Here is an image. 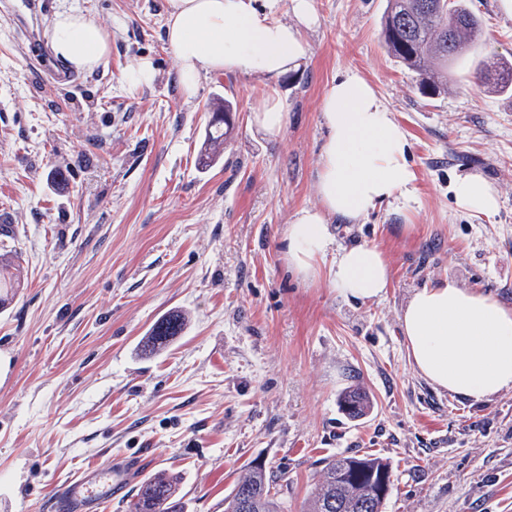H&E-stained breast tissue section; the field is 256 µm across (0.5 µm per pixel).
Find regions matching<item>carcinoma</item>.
I'll use <instances>...</instances> for the list:
<instances>
[{
    "label": "carcinoma",
    "mask_w": 512,
    "mask_h": 512,
    "mask_svg": "<svg viewBox=\"0 0 512 512\" xmlns=\"http://www.w3.org/2000/svg\"><path fill=\"white\" fill-rule=\"evenodd\" d=\"M481 18L464 5V0H388L382 17L381 35L389 55L412 72L422 91L434 94L448 90L456 63L477 50ZM476 79L492 91L512 93V62H481ZM235 108L228 99L211 106L205 139L211 154L221 153L234 129L224 113ZM21 271L0 258V308L17 292ZM187 314L173 310L151 327L143 350L162 349L187 325ZM382 476L392 477L389 463L372 454H340L325 461L318 473L314 496L305 512H357L349 505L370 502L367 512H385L386 499L375 494ZM180 477L161 471L146 477L134 490L129 512H187L179 494ZM254 496L252 512H286L283 485L260 465L250 466L224 497V512H239L240 496Z\"/></svg>",
    "instance_id": "carcinoma-1"
}]
</instances>
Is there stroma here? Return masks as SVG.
I'll list each match as a JSON object with an SVG mask.
<instances>
[{
	"label": "stroma",
	"instance_id": "obj_1",
	"mask_svg": "<svg viewBox=\"0 0 512 512\" xmlns=\"http://www.w3.org/2000/svg\"><path fill=\"white\" fill-rule=\"evenodd\" d=\"M50 2L90 12L111 51L79 87L44 88L0 11V253L23 271L0 309V512H41L81 471L127 460L179 473L188 512H224L259 464L302 512L322 460L346 452L389 462L385 512H512V390L473 402L435 388L399 321L412 292L446 279L512 305V99L473 74L512 59L498 0H468L481 44L433 96L381 41L387 0H314L298 69L209 74L191 97L165 45L167 0ZM142 57L156 78L129 89L121 75ZM351 72L405 129L416 175L410 208L330 226L335 248L372 244L388 263L386 295L367 302L299 274L284 247L295 212L320 204L323 93ZM272 96L288 112L276 136L252 122ZM218 97L235 129L206 165ZM467 175L497 190L493 216L456 205ZM171 309L188 313L184 332L143 353ZM355 386L371 399L359 421L339 405Z\"/></svg>",
	"mask_w": 512,
	"mask_h": 512
}]
</instances>
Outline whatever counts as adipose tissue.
Returning a JSON list of instances; mask_svg holds the SVG:
<instances>
[{"instance_id": "1", "label": "adipose tissue", "mask_w": 512, "mask_h": 512, "mask_svg": "<svg viewBox=\"0 0 512 512\" xmlns=\"http://www.w3.org/2000/svg\"><path fill=\"white\" fill-rule=\"evenodd\" d=\"M280 3L167 0L165 41L184 93L194 94L210 73L274 79L305 60V32L317 22L313 0H290L289 21L279 18ZM51 47L89 72L105 61L111 39L89 13L70 8L54 16ZM321 112L327 129L317 171L321 206L297 211L286 237L289 264L307 277L318 274L328 252L331 220L354 222L393 200L410 206L415 180L404 128L360 74L332 82ZM452 192L465 211L490 216L498 208L496 190L479 176L457 179ZM328 278L338 295L360 301L381 298L390 286L382 251L367 244L338 252ZM400 323L414 369L434 386L476 401L512 389V306L448 279L415 291Z\"/></svg>"}]
</instances>
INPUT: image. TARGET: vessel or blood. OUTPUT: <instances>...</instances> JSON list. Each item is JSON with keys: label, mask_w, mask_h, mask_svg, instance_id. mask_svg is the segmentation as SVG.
<instances>
[{"label": "vessel or blood", "mask_w": 512, "mask_h": 512, "mask_svg": "<svg viewBox=\"0 0 512 512\" xmlns=\"http://www.w3.org/2000/svg\"><path fill=\"white\" fill-rule=\"evenodd\" d=\"M46 6V0H16L15 16L21 27H28L31 21L40 17ZM28 64L44 72L48 84L76 86L78 78L59 62H49L46 48L40 36H31L26 53ZM128 469L113 465L101 466L86 472L82 477L65 482L48 498L46 512H79L80 508L94 505L103 498L123 494L132 484Z\"/></svg>", "instance_id": "obj_1"}]
</instances>
